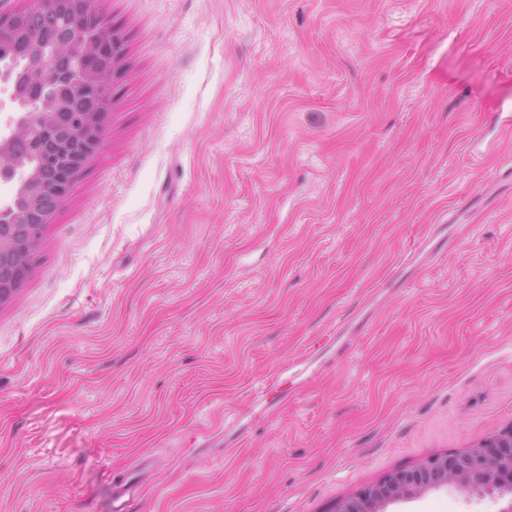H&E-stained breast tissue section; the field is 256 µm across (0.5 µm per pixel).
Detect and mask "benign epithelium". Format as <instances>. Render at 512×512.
Returning <instances> with one entry per match:
<instances>
[{"mask_svg":"<svg viewBox=\"0 0 512 512\" xmlns=\"http://www.w3.org/2000/svg\"><path fill=\"white\" fill-rule=\"evenodd\" d=\"M71 31L74 37L92 50L98 42V24L88 21L87 13L73 9ZM19 32L14 13H0V52H16ZM56 58L45 77L47 83L57 87V97L33 99L28 92L30 75L11 65L0 66V84L10 91L12 101L27 103L38 118L49 125L58 120V113L66 104L78 98L80 86L84 83L109 86L119 72L112 66L101 72L95 68V54H89L88 68L84 72H62ZM107 112V100L98 98L82 114L81 151L66 168V174L59 178L60 186L53 193H46L29 177L26 202L23 207H12L7 202L0 209L9 213L13 224L0 226V304L10 301L24 284L26 260L37 250L41 241V227L50 223V217L66 203L75 173L100 149L103 121ZM22 121H12L0 137V179L18 176L13 150L20 141L28 140L23 135ZM455 488L472 494H490L501 507L498 512H512V423L503 426L477 444L453 454L437 455L425 460L412 470H397L386 479L364 489L359 495L345 500L337 512H386L389 505L426 491Z\"/></svg>","mask_w":512,"mask_h":512,"instance_id":"1","label":"benign epithelium"}]
</instances>
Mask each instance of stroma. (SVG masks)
Returning <instances> with one entry per match:
<instances>
[{"instance_id": "stroma-1", "label": "stroma", "mask_w": 512, "mask_h": 512, "mask_svg": "<svg viewBox=\"0 0 512 512\" xmlns=\"http://www.w3.org/2000/svg\"><path fill=\"white\" fill-rule=\"evenodd\" d=\"M94 5L125 54L0 306V512L142 462L133 512H337L512 423V0Z\"/></svg>"}]
</instances>
